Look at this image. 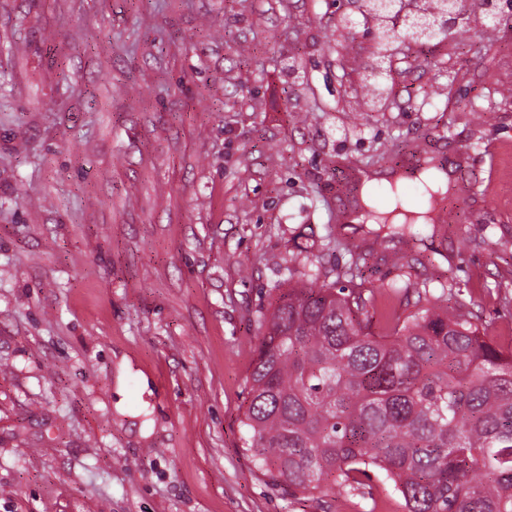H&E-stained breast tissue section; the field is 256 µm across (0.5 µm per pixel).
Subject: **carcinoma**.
<instances>
[{"label": "carcinoma", "mask_w": 512, "mask_h": 512, "mask_svg": "<svg viewBox=\"0 0 512 512\" xmlns=\"http://www.w3.org/2000/svg\"><path fill=\"white\" fill-rule=\"evenodd\" d=\"M362 81L382 99L387 78ZM384 250L415 240L409 224H342ZM291 287L261 323L246 377L243 449L275 486L358 490L383 475L405 512H512V345L453 292L410 283L385 331L375 294L336 280Z\"/></svg>", "instance_id": "cac0c4a2"}]
</instances>
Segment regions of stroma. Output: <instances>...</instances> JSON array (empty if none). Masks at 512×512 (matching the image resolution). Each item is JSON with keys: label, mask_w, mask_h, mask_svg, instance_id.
<instances>
[{"label": "stroma", "mask_w": 512, "mask_h": 512, "mask_svg": "<svg viewBox=\"0 0 512 512\" xmlns=\"http://www.w3.org/2000/svg\"><path fill=\"white\" fill-rule=\"evenodd\" d=\"M349 0H0V512H405L291 495L242 448L245 376L297 244L356 238L347 167L455 166L403 246L512 341V27L332 43Z\"/></svg>", "instance_id": "35a3bbf8"}]
</instances>
